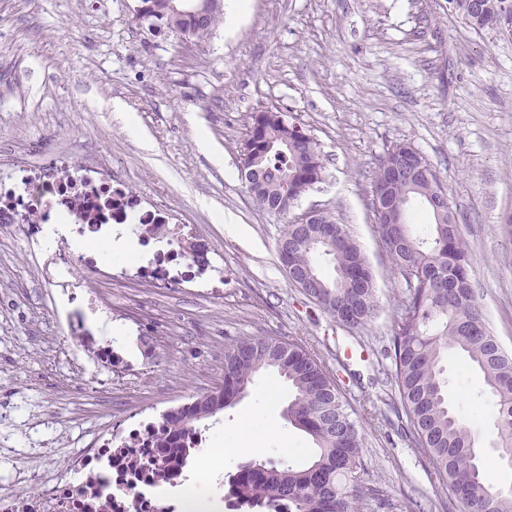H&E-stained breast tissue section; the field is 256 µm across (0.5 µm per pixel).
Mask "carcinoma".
I'll list each match as a JSON object with an SVG mask.
<instances>
[{
	"label": "carcinoma",
	"mask_w": 512,
	"mask_h": 512,
	"mask_svg": "<svg viewBox=\"0 0 512 512\" xmlns=\"http://www.w3.org/2000/svg\"><path fill=\"white\" fill-rule=\"evenodd\" d=\"M151 20L184 38L200 39L221 19V6L198 20L174 13V0H146ZM482 11H471L469 0H448L463 23L480 34L501 32L512 21V0H483ZM247 147L257 156L254 179L247 191H257L263 207H280L286 215L297 200L323 180L324 166L317 142L303 128L278 112L264 111L251 123ZM406 143L390 146L373 174L369 207L373 224L401 275L405 297L392 325V369L412 434L429 460L432 477L448 487V512L454 504L464 512H512V488L489 483L475 456L478 432L456 414L447 399L443 363L452 350L463 352L483 374L492 398L494 431L501 443H512V353L504 349L483 317L473 288L466 243L450 210L440 222L429 195L447 194L434 166L422 158L429 177L416 182H388L401 161ZM418 201L432 214L430 233L410 231V208ZM277 253L288 251V264L309 278L307 296L336 320L349 310L352 326H363L379 311L373 277L357 243L331 214L320 212L314 224L283 225ZM332 263L335 277L318 271L320 258ZM274 368L288 382L289 423L308 435L315 453L302 467L265 461L241 467L229 481V496L237 508L259 512H355L363 497L358 484L360 434L346 408L339 385L325 366L296 341L246 337L224 347V382L217 391L196 398L185 410L168 413L164 421L190 429L231 406L260 371Z\"/></svg>",
	"instance_id": "obj_1"
}]
</instances>
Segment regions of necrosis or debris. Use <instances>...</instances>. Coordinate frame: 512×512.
Masks as SVG:
<instances>
[{"instance_id": "obj_1", "label": "necrosis or debris", "mask_w": 512, "mask_h": 512, "mask_svg": "<svg viewBox=\"0 0 512 512\" xmlns=\"http://www.w3.org/2000/svg\"><path fill=\"white\" fill-rule=\"evenodd\" d=\"M129 195L108 158L82 161L62 152L36 165L0 161V223L44 254L42 270L53 284L75 287L80 272L98 282L87 298L93 310L109 307L112 292L136 281L185 288L200 282L176 233L145 264L115 268L84 256L83 247L103 231L126 224L141 230L162 219L154 206L129 203ZM223 454L213 432L184 434L157 420L128 419L98 432L65 462L47 458L44 478L16 473L15 490L0 493V512H187L188 502L211 491L224 503V470L212 463Z\"/></svg>"}]
</instances>
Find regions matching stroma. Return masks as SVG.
<instances>
[{"label":"stroma","mask_w":512,"mask_h":512,"mask_svg":"<svg viewBox=\"0 0 512 512\" xmlns=\"http://www.w3.org/2000/svg\"><path fill=\"white\" fill-rule=\"evenodd\" d=\"M138 4L0 0V157L23 162L74 145L85 158L110 157L115 178L174 212L223 275L202 294L136 287L92 315L82 297L64 303L44 283L18 233H0V493L11 490L15 470L43 471L47 455H66L127 413L158 418L213 391L227 343L272 336L301 342L339 376L361 435V485L384 494L393 512L425 503L446 512L448 490L431 478L384 375L405 287L372 222L371 178L399 142L437 169L482 312L512 352V237L499 224L512 210V40L473 33L448 0H250L235 24L188 42L137 20ZM116 100L138 131L115 118ZM264 109L320 147L325 180L293 212L328 211L364 252L379 303L367 325L337 322L279 260L287 218L261 207L240 172L252 116ZM224 215L233 223H221ZM116 327L133 344L152 341L151 358L125 357L120 373L99 363L103 341L123 349ZM444 368L450 403L473 414L484 436L488 479L512 486V467L489 434L481 375L456 351ZM288 398L283 379L263 371L213 418L225 474L247 460L234 451L244 416L260 459L296 468L309 461L314 445L286 419Z\"/></svg>","instance_id":"obj_1"}]
</instances>
